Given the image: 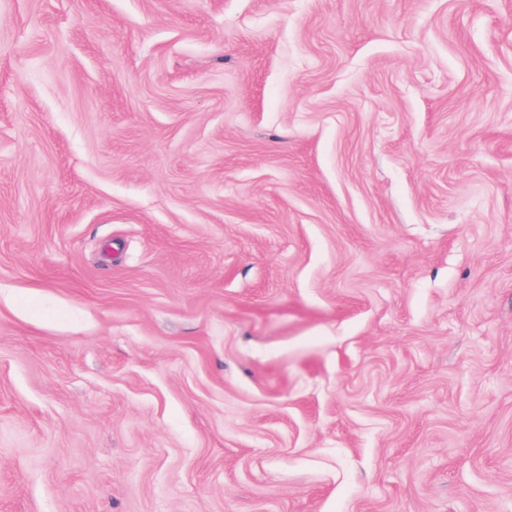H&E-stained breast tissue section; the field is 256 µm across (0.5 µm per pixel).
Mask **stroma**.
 Wrapping results in <instances>:
<instances>
[{
    "label": "stroma",
    "instance_id": "35a3bbf8",
    "mask_svg": "<svg viewBox=\"0 0 512 512\" xmlns=\"http://www.w3.org/2000/svg\"><path fill=\"white\" fill-rule=\"evenodd\" d=\"M0 512H512V0H0Z\"/></svg>",
    "mask_w": 512,
    "mask_h": 512
}]
</instances>
